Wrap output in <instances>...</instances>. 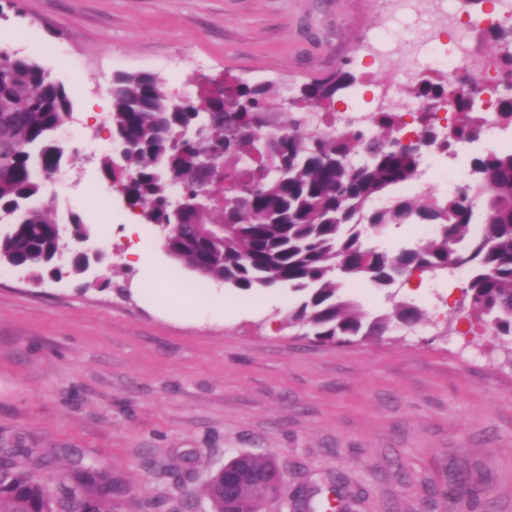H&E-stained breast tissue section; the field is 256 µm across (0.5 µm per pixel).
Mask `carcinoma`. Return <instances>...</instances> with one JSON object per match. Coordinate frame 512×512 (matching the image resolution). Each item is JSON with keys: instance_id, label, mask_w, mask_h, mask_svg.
I'll return each instance as SVG.
<instances>
[{"instance_id": "cac0c4a2", "label": "carcinoma", "mask_w": 512, "mask_h": 512, "mask_svg": "<svg viewBox=\"0 0 512 512\" xmlns=\"http://www.w3.org/2000/svg\"><path fill=\"white\" fill-rule=\"evenodd\" d=\"M355 77L347 70L301 86L296 111L271 104L270 85L224 80V98L177 101L150 73L112 79V134L127 142L122 165L102 161V171L127 206L157 226L174 259L200 275L242 291L286 285L301 297L288 325L322 343L382 336L424 319L418 306L400 302L372 316L343 291L345 279L364 278L378 288L414 271L433 277L461 265L470 272L469 317L512 340V151H489L473 159L476 179L455 195H413L397 189L416 178L423 150L401 148L394 111L371 118L375 136L357 128L340 132L308 128L305 109L329 117L334 100ZM413 97L442 99L462 114L459 134L470 139L484 118L466 87L441 78L421 80ZM70 94L40 64L16 58L0 69V144L13 149L0 170V264L36 269L52 263L63 226L38 201L41 170L65 163L53 133L72 112ZM512 119V87L495 107ZM272 124L282 136L257 154L253 129ZM422 143L436 140L432 119L418 117ZM206 191L212 205L182 215L170 230L172 189ZM433 225L431 237L412 248L389 251L365 241L390 225ZM22 449L0 454V512H112L127 494L123 480L104 469L76 471L56 488L17 469ZM265 475L271 459L240 454L201 487L212 512H254L256 489L247 482L225 488L224 471Z\"/></svg>"}]
</instances>
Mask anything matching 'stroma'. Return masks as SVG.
<instances>
[{"mask_svg": "<svg viewBox=\"0 0 512 512\" xmlns=\"http://www.w3.org/2000/svg\"><path fill=\"white\" fill-rule=\"evenodd\" d=\"M389 0H0V49L73 88L57 133L78 152L42 198L59 222L81 216L104 252L80 275L0 265V448L52 458L19 468L57 484L88 464L121 475L114 512H211L201 485L232 457L276 459L294 506L337 495L341 512H512V349L465 331L462 285L347 294L370 312L416 303L409 330L336 346L289 326L287 288L246 293L138 239L164 266L142 279L125 235L132 215L102 171L119 72L197 93L220 74L281 97L349 65L361 105L383 84L428 76L374 69L376 35L406 44L420 20ZM99 153L82 157L85 142Z\"/></svg>", "mask_w": 512, "mask_h": 512, "instance_id": "1", "label": "stroma"}]
</instances>
